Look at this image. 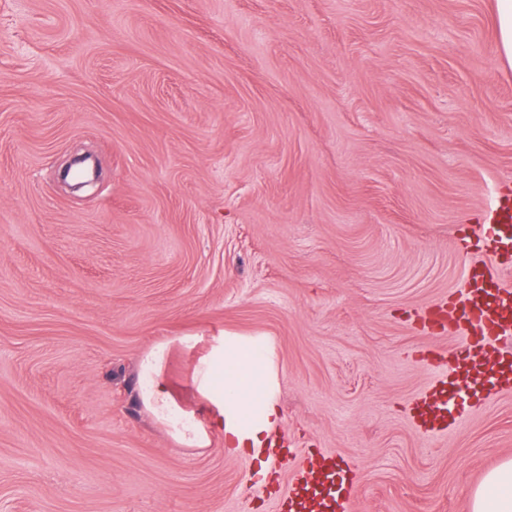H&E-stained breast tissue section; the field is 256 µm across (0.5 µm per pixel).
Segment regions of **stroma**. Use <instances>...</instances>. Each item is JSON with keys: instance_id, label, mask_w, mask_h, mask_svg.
I'll use <instances>...</instances> for the list:
<instances>
[{"instance_id": "1", "label": "stroma", "mask_w": 512, "mask_h": 512, "mask_svg": "<svg viewBox=\"0 0 512 512\" xmlns=\"http://www.w3.org/2000/svg\"><path fill=\"white\" fill-rule=\"evenodd\" d=\"M99 161L74 193L59 173ZM512 191L494 0H0V512H280L300 456L349 512H470L512 458V389L417 406L430 325ZM267 357L270 485L196 369ZM178 440L143 401V359ZM163 355V349L159 348L152 351L142 364V372L146 379L143 396L148 408L159 421L166 420L173 409L169 388L159 372Z\"/></svg>"}]
</instances>
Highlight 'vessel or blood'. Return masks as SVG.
Here are the masks:
<instances>
[{"instance_id":"1","label":"vessel or blood","mask_w":512,"mask_h":512,"mask_svg":"<svg viewBox=\"0 0 512 512\" xmlns=\"http://www.w3.org/2000/svg\"><path fill=\"white\" fill-rule=\"evenodd\" d=\"M484 245L497 255L511 252L512 226L488 225ZM492 281L486 269L471 267L461 298L448 305V321L467 344L452 355L451 376L426 412L430 425L452 416L446 390L453 382L512 386V351L498 348L501 337L512 334V289L493 287ZM343 479L335 465L304 458L290 481L284 512H346Z\"/></svg>"}]
</instances>
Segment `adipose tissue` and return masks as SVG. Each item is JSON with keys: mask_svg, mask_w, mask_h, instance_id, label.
Masks as SVG:
<instances>
[{"mask_svg": "<svg viewBox=\"0 0 512 512\" xmlns=\"http://www.w3.org/2000/svg\"><path fill=\"white\" fill-rule=\"evenodd\" d=\"M163 350L151 352L142 364L146 379L143 393L150 411L158 420H166L173 409L169 388L159 365ZM265 356L257 348L233 341L204 360L197 370L199 387L206 392L219 414L229 423L224 430L226 443L234 450L258 448L263 435L279 418L273 399H258L259 381ZM471 512H512V458L502 460L490 470L471 494Z\"/></svg>", "mask_w": 512, "mask_h": 512, "instance_id": "obj_1", "label": "adipose tissue"}]
</instances>
